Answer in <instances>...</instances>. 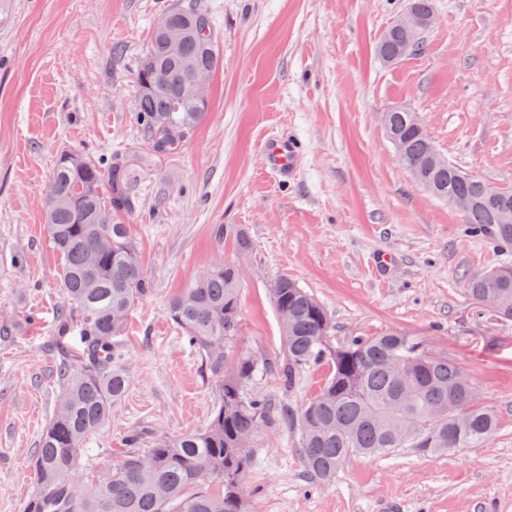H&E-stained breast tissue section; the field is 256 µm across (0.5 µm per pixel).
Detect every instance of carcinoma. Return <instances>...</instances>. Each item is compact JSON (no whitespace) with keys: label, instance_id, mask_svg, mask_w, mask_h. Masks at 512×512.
I'll return each instance as SVG.
<instances>
[{"label":"carcinoma","instance_id":"cac0c4a2","mask_svg":"<svg viewBox=\"0 0 512 512\" xmlns=\"http://www.w3.org/2000/svg\"><path fill=\"white\" fill-rule=\"evenodd\" d=\"M159 20L186 36L172 45L155 26L137 71L136 111L152 149L173 153L208 112L184 99L182 87L198 71L212 75L221 58L209 14L172 7ZM418 46L419 41L408 45L394 32L383 52L399 61ZM153 66L165 71L164 80H154ZM387 136L401 147L404 163L418 173L422 188L445 201L450 196L470 201L460 211L464 223L512 245V223L497 222L500 210H512L511 189L488 199L479 177L449 161L432 162L434 142L403 109L391 113ZM123 182L116 167L75 160L68 151L54 165L45 215L68 305L57 315V326L63 336L78 328L83 348H58L60 398L35 449V488L23 512H250L241 487L250 462L247 445L258 430L286 424L297 427L307 474L322 483L333 480L353 453L473 448L497 430V415L473 402L474 388L455 360L399 330L332 345L324 307L286 275L269 288L274 307L288 310L279 353L258 360L235 350L242 322L241 276L236 266L221 264L187 283L168 309L214 383L208 426L159 439L143 452L146 437L131 432L127 443L132 451L101 479L82 483L76 494L82 447L109 421L129 385L117 338L129 310L150 288L129 225L120 218L129 206ZM105 185L111 192L110 213L101 203ZM467 293L497 320L512 322V264L471 277ZM321 364L331 369L329 377L296 410L248 393L261 368L274 373L282 394L290 396L303 372Z\"/></svg>","mask_w":512,"mask_h":512}]
</instances>
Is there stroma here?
Segmentation results:
<instances>
[{
  "label": "stroma",
  "mask_w": 512,
  "mask_h": 512,
  "mask_svg": "<svg viewBox=\"0 0 512 512\" xmlns=\"http://www.w3.org/2000/svg\"><path fill=\"white\" fill-rule=\"evenodd\" d=\"M406 0H0V512H22L34 450L59 396L61 260L44 200L61 151L113 161L150 292L120 339L130 379L92 438L102 475L127 436L203 430L212 382L169 319L201 271L242 269L235 348L278 353L268 288L293 278L325 308L330 340L390 329L448 353L500 426L486 443L421 455L353 456L335 479L307 475L293 427L259 433L242 477L254 512H512V324L481 313L468 278L512 263V246L472 235L399 163L379 115L419 113L448 160L512 189V0H434L435 25L393 65L375 48ZM170 5L207 10L221 65L209 111L179 150L156 153L137 120L136 66ZM271 134L302 154L290 181L264 170ZM243 228L239 253L223 228Z\"/></svg>",
  "instance_id": "obj_1"
}]
</instances>
